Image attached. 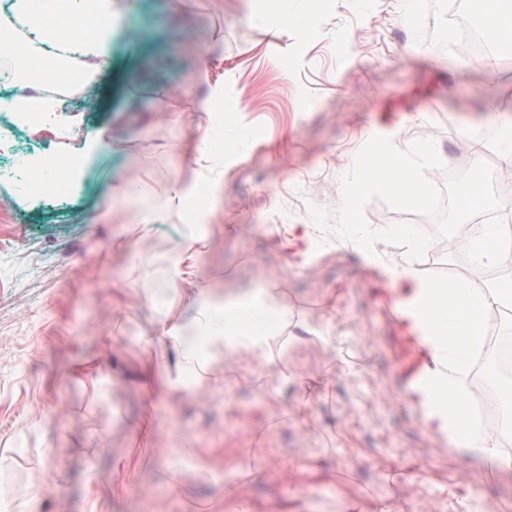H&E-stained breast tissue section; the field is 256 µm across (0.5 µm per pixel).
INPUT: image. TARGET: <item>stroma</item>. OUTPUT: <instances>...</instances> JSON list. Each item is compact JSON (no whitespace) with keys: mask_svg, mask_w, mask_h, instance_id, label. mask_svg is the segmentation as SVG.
I'll return each instance as SVG.
<instances>
[{"mask_svg":"<svg viewBox=\"0 0 512 512\" xmlns=\"http://www.w3.org/2000/svg\"><path fill=\"white\" fill-rule=\"evenodd\" d=\"M451 2L288 0L305 30L256 0H139L117 20L73 105L109 152L61 199L0 180V512H512V477L425 426L372 270L310 216L340 209L368 132L433 139L464 171L468 136L512 122V54L463 53ZM206 131L231 151L203 148ZM417 267L474 276L461 249ZM270 285L292 312L271 323L272 359L215 361L201 380L188 348L145 345L168 315L223 335L201 289Z\"/></svg>","mask_w":512,"mask_h":512,"instance_id":"stroma-1","label":"stroma"}]
</instances>
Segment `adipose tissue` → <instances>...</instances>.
Instances as JSON below:
<instances>
[{
  "label": "adipose tissue",
  "instance_id": "1",
  "mask_svg": "<svg viewBox=\"0 0 512 512\" xmlns=\"http://www.w3.org/2000/svg\"><path fill=\"white\" fill-rule=\"evenodd\" d=\"M116 3L11 0L8 13L0 12V55L12 59L16 76L13 90L0 93V113L34 117L57 140L53 152L28 158V195L45 194L61 183L74 186L87 160L106 146L100 134L81 133L75 116L65 114L57 91L98 83L112 57ZM472 6L499 44L512 50V0H473ZM390 233L406 243L407 257L384 258L368 230L359 224L350 228L354 249L394 294L403 319L429 338L421 376L410 384L408 396L421 409L427 428L447 438L463 458L511 475L512 413L494 426L478 419L472 411L477 398L472 374L488 347L486 319L493 311L512 309V279L425 278L411 259L424 246L418 229L395 224ZM464 247L475 269L512 268V242H506L503 225H476ZM260 308L272 309L279 318L288 315L274 288L225 301L224 333L214 339L215 352L228 360L246 352L270 357L268 332L257 322Z\"/></svg>",
  "mask_w": 512,
  "mask_h": 512
}]
</instances>
